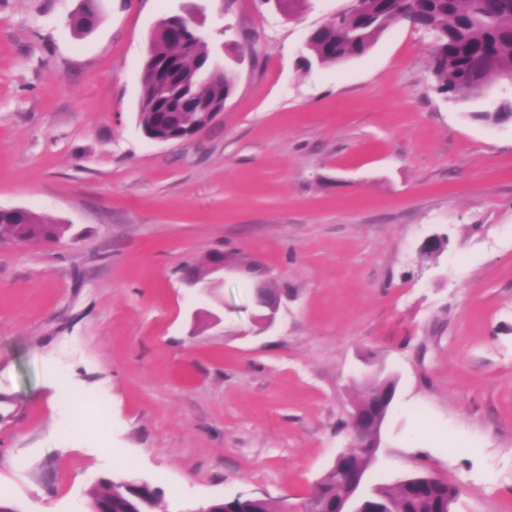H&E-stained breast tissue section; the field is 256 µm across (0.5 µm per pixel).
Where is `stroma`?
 <instances>
[{
  "label": "stroma",
  "instance_id": "obj_1",
  "mask_svg": "<svg viewBox=\"0 0 512 512\" xmlns=\"http://www.w3.org/2000/svg\"><path fill=\"white\" fill-rule=\"evenodd\" d=\"M343 4L106 0L80 34L81 0H0V207L73 227L0 243V504L89 512L121 477L159 489L156 512L254 491L300 512L380 375L396 392L366 488L430 471L461 487L452 512H512V121L478 117L512 86L438 94L404 22L305 66ZM173 12L236 82L214 123L156 143L140 75ZM215 251L229 268L203 296L182 273ZM245 260L281 299L272 326Z\"/></svg>",
  "mask_w": 512,
  "mask_h": 512
}]
</instances>
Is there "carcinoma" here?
<instances>
[{
  "instance_id": "carcinoma-1",
  "label": "carcinoma",
  "mask_w": 512,
  "mask_h": 512,
  "mask_svg": "<svg viewBox=\"0 0 512 512\" xmlns=\"http://www.w3.org/2000/svg\"><path fill=\"white\" fill-rule=\"evenodd\" d=\"M414 18L433 43L430 70L436 90L450 99H477L488 85L512 78V0H346L331 22L317 28L307 47L304 63L330 65L366 54L395 22ZM102 21L96 0H83L72 25L88 32ZM192 22L179 25L159 21L142 69L145 94L138 103L137 120L147 127L159 124L173 132H186L201 124L200 114L178 112L175 98L213 102L232 94L234 74L221 79L206 76L218 64L214 47L206 38L191 35ZM489 122L512 119V98L496 102L492 109L475 113ZM70 225L54 224L32 211L0 215V236L33 243L57 242L69 235ZM349 466L331 465L313 485L314 508L335 512L336 501L350 494L351 476L366 477L377 449L349 448ZM112 498V512L145 509L134 506L110 481L91 494L90 505ZM369 504L378 512H448V481L404 479L375 489ZM222 512H285L284 504L269 498H242L224 502Z\"/></svg>"
}]
</instances>
